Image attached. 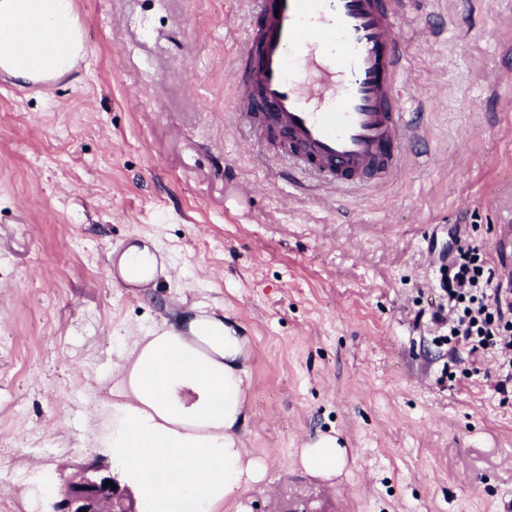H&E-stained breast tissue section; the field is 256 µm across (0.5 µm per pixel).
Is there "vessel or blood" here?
<instances>
[{
  "label": "vessel or blood",
  "instance_id": "vessel-or-blood-1",
  "mask_svg": "<svg viewBox=\"0 0 512 512\" xmlns=\"http://www.w3.org/2000/svg\"><path fill=\"white\" fill-rule=\"evenodd\" d=\"M398 3L251 0L250 46L224 79L241 116L262 107V123L286 137L324 193L382 189L420 135Z\"/></svg>",
  "mask_w": 512,
  "mask_h": 512
}]
</instances>
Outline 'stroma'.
<instances>
[{
  "label": "stroma",
  "instance_id": "35a3bbf8",
  "mask_svg": "<svg viewBox=\"0 0 512 512\" xmlns=\"http://www.w3.org/2000/svg\"><path fill=\"white\" fill-rule=\"evenodd\" d=\"M74 3L82 64L0 71V512H52L101 461L119 337L195 314L248 339L237 434L265 469L218 512H512V384L434 318L454 237L512 271V0H405L422 138L338 196L236 116L245 0ZM133 244L162 287L125 285ZM322 435L333 478L300 463ZM300 462L308 471L330 478L343 469L345 451L335 437L326 435L302 448Z\"/></svg>",
  "mask_w": 512,
  "mask_h": 512
}]
</instances>
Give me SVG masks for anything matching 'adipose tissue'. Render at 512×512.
<instances>
[{
	"label": "adipose tissue",
	"mask_w": 512,
	"mask_h": 512,
	"mask_svg": "<svg viewBox=\"0 0 512 512\" xmlns=\"http://www.w3.org/2000/svg\"><path fill=\"white\" fill-rule=\"evenodd\" d=\"M0 12L51 24L58 43L76 22L71 0H0ZM2 50L14 53L4 69L23 84L57 63L50 48L23 45L11 27L0 28ZM246 344L234 325L205 315L126 343L121 399L102 446L113 474L137 491L139 512H217L263 478L234 432L244 410ZM300 462L329 478L343 469L345 451L326 435L302 448Z\"/></svg>",
	"instance_id": "obj_1"
}]
</instances>
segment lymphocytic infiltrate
Masks as SVG:
<instances>
[{"mask_svg": "<svg viewBox=\"0 0 512 512\" xmlns=\"http://www.w3.org/2000/svg\"><path fill=\"white\" fill-rule=\"evenodd\" d=\"M442 289L448 298V340L469 353L495 349L512 381V284L497 277L480 251L456 244Z\"/></svg>", "mask_w": 512, "mask_h": 512, "instance_id": "lymphocytic-infiltrate-1", "label": "lymphocytic infiltrate"}]
</instances>
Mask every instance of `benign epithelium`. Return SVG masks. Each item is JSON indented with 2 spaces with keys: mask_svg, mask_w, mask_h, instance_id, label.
<instances>
[{
  "mask_svg": "<svg viewBox=\"0 0 512 512\" xmlns=\"http://www.w3.org/2000/svg\"><path fill=\"white\" fill-rule=\"evenodd\" d=\"M107 481L115 487L105 485ZM82 509L86 512H135L108 465H96L87 473L77 474L53 506V512H80Z\"/></svg>",
  "mask_w": 512,
  "mask_h": 512,
  "instance_id": "7a95c632",
  "label": "benign epithelium"
}]
</instances>
